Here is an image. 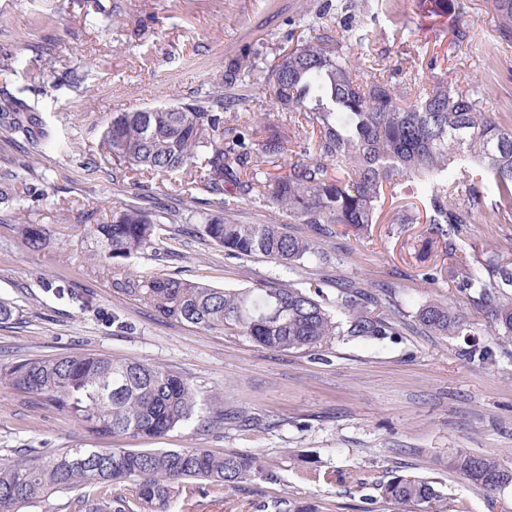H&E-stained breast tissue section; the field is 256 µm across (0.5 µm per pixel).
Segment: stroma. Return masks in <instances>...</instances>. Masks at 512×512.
I'll list each match as a JSON object with an SVG mask.
<instances>
[{
    "label": "stroma",
    "instance_id": "1",
    "mask_svg": "<svg viewBox=\"0 0 512 512\" xmlns=\"http://www.w3.org/2000/svg\"><path fill=\"white\" fill-rule=\"evenodd\" d=\"M448 12L432 0H0V46L14 49L0 87L24 86V99L55 126L58 143L33 152L31 196L0 206L48 230L40 251L25 247L0 222V301L15 313L0 322V367L59 354L102 353L163 366L186 375L200 407L214 393L224 405L256 417L246 428L189 425L163 438L103 439V448H209L260 454L278 475L197 496L176 495L170 512H278L282 500L314 512H385L376 489L395 474L434 481L442 512H512V488L487 497L448 467L459 451L490 454L512 467V343L494 327L468 291L448 275L425 280L419 259L421 225L402 235L389 224L369 234L337 236L331 264L293 270L255 256L238 260L178 225L161 220L162 255L147 251L119 259L128 273L167 274L217 288H251L262 281L309 287L320 280L335 296L338 279L376 291L392 288L405 316L400 335L381 341L337 338L329 349L280 353L243 336H227L167 319L149 304L114 288L103 274L97 244L83 212L112 219L115 186L106 171L84 167L99 154L113 113L173 105L221 89L233 57L252 66L245 103L227 122L275 123L267 69L294 46L304 20L332 9L337 23L367 33L371 57L397 88L433 78L478 82L487 106L512 125V47L499 43L487 0H452ZM466 30L465 45L452 42ZM77 65L75 87L47 84ZM56 192L42 198L45 184ZM458 255L476 261L505 251L512 263V224H466L454 239ZM65 288L58 297L55 287ZM440 298L467 313L473 338L423 333L415 313ZM119 312L126 329L109 321ZM68 415L46 410L0 382V448H73L89 442Z\"/></svg>",
    "mask_w": 512,
    "mask_h": 512
}]
</instances>
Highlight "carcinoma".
Instances as JSON below:
<instances>
[{
    "mask_svg": "<svg viewBox=\"0 0 512 512\" xmlns=\"http://www.w3.org/2000/svg\"><path fill=\"white\" fill-rule=\"evenodd\" d=\"M500 43L512 45V0H491ZM366 34L336 30L325 20L308 25L306 37L274 58L267 75L272 106L281 129L269 134L245 119L224 126V94L192 97L149 112H115L101 141L104 157L117 162L112 184L127 183L131 197L116 201L112 220L93 224L103 258H126L156 246L160 215L145 199L152 188L143 178L195 172L209 193L204 210L167 214L172 224L197 221L196 231L238 259L261 254L296 269L324 261V242L338 228L361 235L379 223L386 188L410 181L419 206H398L389 223L404 233L424 223L425 241L447 245L463 224L512 222V129L483 106L478 87L443 81L415 96L402 95L381 77L365 82L353 72L352 46L366 47ZM239 60L225 70L229 85H243ZM0 137L30 145H52L56 131L42 114L8 88L0 90ZM288 172L279 173L282 168ZM31 153L21 151L0 173V204L10 205L31 191ZM468 179L466 199L448 204V176ZM494 182L500 207L486 215L479 205L484 181ZM260 203L288 223L240 224L228 214L225 196ZM306 224L311 235L297 236L289 224ZM14 231L33 251L47 244L41 224H16ZM457 278L477 291L476 301L491 319L495 335L512 339V270L498 255L481 267L461 257ZM103 272L125 294L163 315L207 329L246 336L273 351H320L338 336L384 340L399 335L401 312L392 291L368 294L355 283L340 284L336 311L320 290L291 284L227 291L166 276L137 279L119 265ZM432 336H461L462 311L441 299L421 304L415 315ZM6 382L39 399L41 405L78 421L96 439L159 438L198 417L192 385L181 373L149 363L100 353L27 359L4 369ZM215 411L200 427L223 425L242 416L214 396ZM449 467L490 497L512 485V467L491 455L457 452ZM233 488L243 482H275L277 474L246 453H214L205 448H67L61 452L9 449L0 455V512H23L38 499L89 486L99 495L86 512H170L175 492L187 480ZM383 503L431 505L440 494L434 482L394 476L378 485Z\"/></svg>",
    "mask_w": 512,
    "mask_h": 512,
    "instance_id": "cac0c4a2",
    "label": "carcinoma"
}]
</instances>
